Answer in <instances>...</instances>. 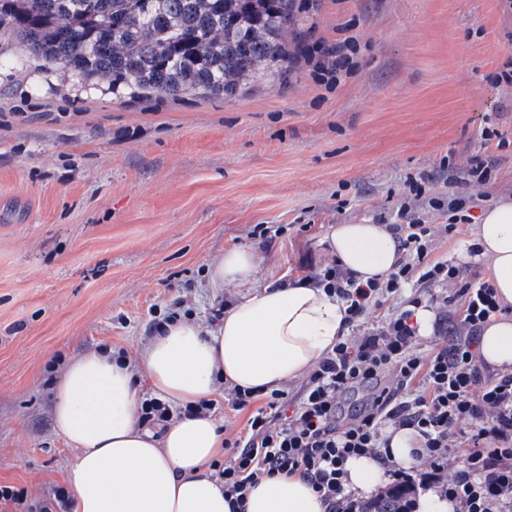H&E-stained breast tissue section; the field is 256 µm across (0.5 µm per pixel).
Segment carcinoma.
I'll use <instances>...</instances> for the list:
<instances>
[{"label": "carcinoma", "instance_id": "cac0c4a2", "mask_svg": "<svg viewBox=\"0 0 512 512\" xmlns=\"http://www.w3.org/2000/svg\"><path fill=\"white\" fill-rule=\"evenodd\" d=\"M295 0H0L6 27L47 69L112 96L233 98L262 63L285 75Z\"/></svg>", "mask_w": 512, "mask_h": 512}]
</instances>
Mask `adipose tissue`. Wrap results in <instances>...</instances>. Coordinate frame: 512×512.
I'll return each mask as SVG.
<instances>
[{"mask_svg": "<svg viewBox=\"0 0 512 512\" xmlns=\"http://www.w3.org/2000/svg\"><path fill=\"white\" fill-rule=\"evenodd\" d=\"M473 241L503 306L512 307V201L487 207ZM327 253L359 281L387 279L401 253L386 224H332ZM207 287L235 288L217 325L186 319L158 330L135 359L110 351L84 354L62 369L54 407L56 431L73 447L68 512H230L212 463L224 453V431L212 415L170 422L162 433L138 419V386L174 406H196L229 384L263 393L305 375L337 341L344 306L311 280L266 278L249 246L225 249L207 269ZM479 349L492 368H512V316L482 329ZM346 488L376 493L384 470L372 458L346 465ZM246 512H325L299 476L263 479Z\"/></svg>", "mask_w": 512, "mask_h": 512, "instance_id": "1", "label": "adipose tissue"}]
</instances>
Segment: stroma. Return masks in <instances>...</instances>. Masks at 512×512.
<instances>
[{
    "mask_svg": "<svg viewBox=\"0 0 512 512\" xmlns=\"http://www.w3.org/2000/svg\"><path fill=\"white\" fill-rule=\"evenodd\" d=\"M355 39L340 84L308 47ZM287 80L232 99L112 96L61 80L0 38V485L41 512L75 452L53 422L73 357L135 356L167 314L211 323L205 271L233 245L265 275L327 262L332 224H390L407 176L480 154L490 201L512 198V63L502 0H311L288 34ZM502 132L506 147L485 142ZM280 227L273 241L254 225Z\"/></svg>",
    "mask_w": 512,
    "mask_h": 512,
    "instance_id": "stroma-1",
    "label": "stroma"
}]
</instances>
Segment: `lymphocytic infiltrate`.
Here are the masks:
<instances>
[{"mask_svg":"<svg viewBox=\"0 0 512 512\" xmlns=\"http://www.w3.org/2000/svg\"><path fill=\"white\" fill-rule=\"evenodd\" d=\"M354 40L317 45L315 68L337 84L346 76ZM494 169L482 156L448 165L450 191L429 195L427 175L408 183L393 231L402 258L386 280L359 283L336 263L309 267L307 276L345 305L346 331L305 374L295 394L265 396L225 387L232 410L248 411L242 430L224 441L216 474L233 512H243L252 488L276 475L309 483L325 512H370L392 501L395 512H416L420 492L434 489L454 512H512V372L487 369L478 340L483 325L505 314L493 285L468 278L452 260H432L439 234H453L488 196ZM447 209L448 222L422 221L421 207ZM447 293L435 297L429 286ZM436 313L438 343L423 348L417 313ZM409 428L425 470L398 465L389 453L388 428ZM464 464L447 474L450 449ZM376 459L387 484L369 499L348 493L349 458Z\"/></svg>","mask_w":512,"mask_h":512,"instance_id":"f902f5d3","label":"lymphocytic infiltrate"}]
</instances>
